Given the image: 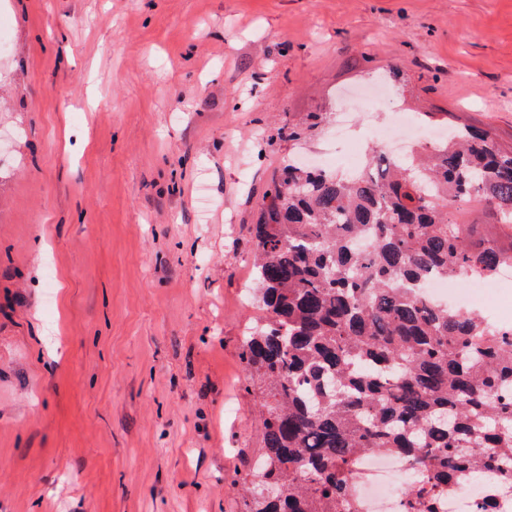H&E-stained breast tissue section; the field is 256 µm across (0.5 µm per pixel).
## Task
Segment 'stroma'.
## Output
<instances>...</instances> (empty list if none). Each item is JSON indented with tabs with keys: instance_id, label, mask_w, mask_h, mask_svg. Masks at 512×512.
Here are the masks:
<instances>
[{
	"instance_id": "1",
	"label": "stroma",
	"mask_w": 512,
	"mask_h": 512,
	"mask_svg": "<svg viewBox=\"0 0 512 512\" xmlns=\"http://www.w3.org/2000/svg\"><path fill=\"white\" fill-rule=\"evenodd\" d=\"M0 15V512H244L233 484L262 446L241 359L251 226L272 175L350 173L348 141L370 150L399 113L511 146L512 0ZM363 90L376 111L342 113Z\"/></svg>"
}]
</instances>
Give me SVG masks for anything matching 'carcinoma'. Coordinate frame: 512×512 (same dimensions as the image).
Listing matches in <instances>:
<instances>
[{
    "label": "carcinoma",
    "mask_w": 512,
    "mask_h": 512,
    "mask_svg": "<svg viewBox=\"0 0 512 512\" xmlns=\"http://www.w3.org/2000/svg\"><path fill=\"white\" fill-rule=\"evenodd\" d=\"M449 131L406 162L373 149L350 176L288 164L264 193L277 197L253 228L264 316L242 351L263 417L260 480L237 487L248 512H361L348 476L369 451L409 463L408 512L487 471L512 481V332L417 291L512 262V148ZM471 201L490 231L455 217Z\"/></svg>",
    "instance_id": "obj_1"
}]
</instances>
